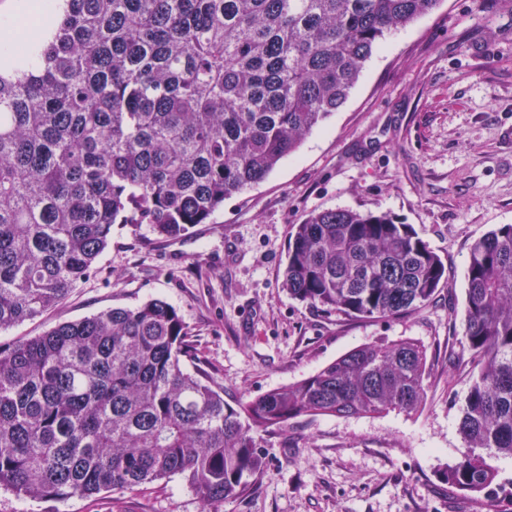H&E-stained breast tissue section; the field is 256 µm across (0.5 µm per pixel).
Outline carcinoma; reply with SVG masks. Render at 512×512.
Masks as SVG:
<instances>
[{
	"label": "carcinoma",
	"instance_id": "cac0c4a2",
	"mask_svg": "<svg viewBox=\"0 0 512 512\" xmlns=\"http://www.w3.org/2000/svg\"><path fill=\"white\" fill-rule=\"evenodd\" d=\"M442 0H62L0 63V330L62 306L112 226L161 240L263 182L347 100L386 35ZM283 285L324 312L383 319L432 305L442 258L386 213L295 225ZM464 452L444 478L501 512L512 492V224L469 250ZM191 335L153 299L0 345V487L33 500L178 475L220 512L264 473V437L306 416L411 415L427 396L413 339L356 347L254 399L184 367Z\"/></svg>",
	"mask_w": 512,
	"mask_h": 512
}]
</instances>
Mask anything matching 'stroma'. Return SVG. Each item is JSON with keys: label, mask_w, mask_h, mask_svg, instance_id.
<instances>
[{"label": "stroma", "mask_w": 512, "mask_h": 512, "mask_svg": "<svg viewBox=\"0 0 512 512\" xmlns=\"http://www.w3.org/2000/svg\"><path fill=\"white\" fill-rule=\"evenodd\" d=\"M413 225L449 281L413 314L355 320L293 299L282 285L292 225L331 209ZM512 224V0H442L392 31L346 102L260 184L225 200L185 239L113 226L98 270L63 306L0 332V345L63 321L152 299L190 328L186 369L226 394L258 397L377 340L427 349V398L414 415L311 416L266 438L265 471L221 512H487L442 474L462 442L468 351L459 324L472 242ZM180 477L65 501L0 488V512H200Z\"/></svg>", "instance_id": "35a3bbf8"}]
</instances>
